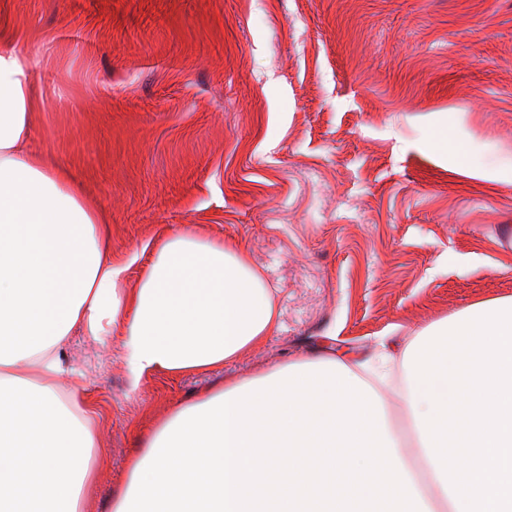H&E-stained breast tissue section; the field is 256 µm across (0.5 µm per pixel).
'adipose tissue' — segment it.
<instances>
[{"instance_id": "1", "label": "adipose tissue", "mask_w": 512, "mask_h": 512, "mask_svg": "<svg viewBox=\"0 0 512 512\" xmlns=\"http://www.w3.org/2000/svg\"><path fill=\"white\" fill-rule=\"evenodd\" d=\"M33 108L27 55L0 49V512H88L97 441L84 391L58 387L69 337L120 336L136 383L221 367L261 345L278 312L243 248L188 229L164 238L126 287L96 209L29 150ZM396 362L410 456L375 384ZM372 372L307 356L173 406L140 439L112 512H261L273 500L293 512H404L409 500L417 512H512V298L422 328ZM365 405L405 489L385 504L359 478L374 465ZM454 405L466 453L443 462L435 451ZM313 445L326 451L320 464L272 483L295 466L288 449Z\"/></svg>"}]
</instances>
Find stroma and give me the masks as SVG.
Here are the masks:
<instances>
[{
    "mask_svg": "<svg viewBox=\"0 0 512 512\" xmlns=\"http://www.w3.org/2000/svg\"><path fill=\"white\" fill-rule=\"evenodd\" d=\"M0 33L30 60L29 146L103 216L127 287L189 227L278 290L269 340L208 374L135 384L119 337L70 338L91 512L171 406L299 357L365 365L512 297V0H0ZM436 122L461 158L429 149Z\"/></svg>",
    "mask_w": 512,
    "mask_h": 512,
    "instance_id": "obj_1",
    "label": "stroma"
}]
</instances>
